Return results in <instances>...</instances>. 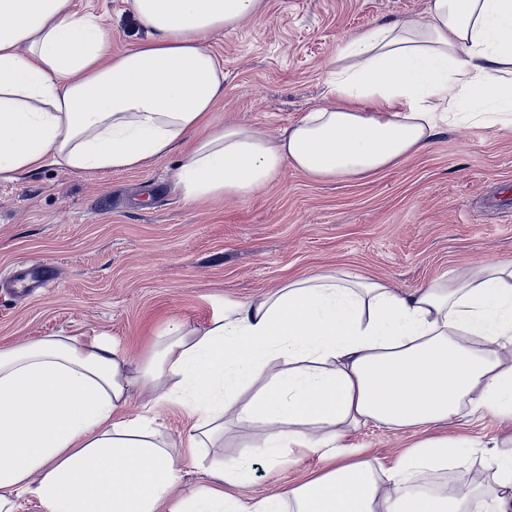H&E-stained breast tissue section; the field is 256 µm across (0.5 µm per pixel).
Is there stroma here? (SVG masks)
<instances>
[{
    "instance_id": "obj_1",
    "label": "stroma",
    "mask_w": 512,
    "mask_h": 512,
    "mask_svg": "<svg viewBox=\"0 0 512 512\" xmlns=\"http://www.w3.org/2000/svg\"><path fill=\"white\" fill-rule=\"evenodd\" d=\"M266 2L264 18L209 39L224 61L214 121L276 135L325 104L326 74L344 38L423 14L427 0ZM75 3L101 16L113 53L147 37L123 0ZM180 159L176 150L104 173L47 165L0 180V272L34 261L59 272L46 292L18 297L0 288V349L66 334L112 342L138 361L167 328L207 327L228 307L294 277L336 270L407 292L458 267L512 262V207L494 205L512 188V131L451 129L359 179L317 180L287 165L246 200L186 201L174 184ZM153 415L175 445L180 495L212 486L211 471L229 459L251 466L250 481L237 490L246 501L324 470L318 454L298 449L270 464L252 448L261 429L232 423L223 446L180 447L190 423L177 398L157 403ZM507 431L477 413L411 431L369 423L340 444L390 467L425 439L466 441L441 473L460 480L469 501L493 483L481 444Z\"/></svg>"
}]
</instances>
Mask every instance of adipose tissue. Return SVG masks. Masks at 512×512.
<instances>
[{"instance_id": "obj_1", "label": "adipose tissue", "mask_w": 512, "mask_h": 512, "mask_svg": "<svg viewBox=\"0 0 512 512\" xmlns=\"http://www.w3.org/2000/svg\"><path fill=\"white\" fill-rule=\"evenodd\" d=\"M149 31L111 55L101 18L72 0H0V180L52 162L119 171L185 152V199H246L284 165L355 179L428 147L451 126H512V0H428L424 14L342 41L330 98L279 135L215 127L224 63L207 45L266 12V0H126ZM109 66H102L104 57ZM150 395L122 412L130 385ZM183 389L192 448L223 435L225 415L264 432L270 461L319 448L316 478L249 503L245 461L215 487L167 501L181 470L150 415ZM487 413L512 422V263L460 269L408 293L326 272L176 326L131 364L114 345L47 336L0 350V512L32 495L46 512H468L413 491L416 474L457 454L418 443L386 468L343 460L334 444L367 423L409 429ZM485 512H512V455L490 453Z\"/></svg>"}]
</instances>
